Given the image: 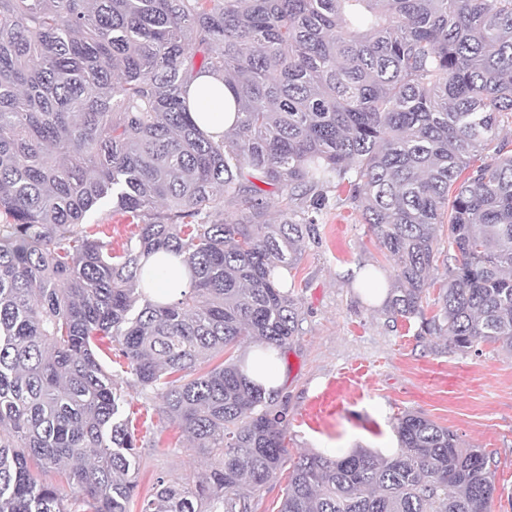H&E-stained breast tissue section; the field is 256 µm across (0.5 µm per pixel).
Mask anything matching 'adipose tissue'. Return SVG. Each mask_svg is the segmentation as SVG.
<instances>
[{
	"label": "adipose tissue",
	"instance_id": "ef3b65f1",
	"mask_svg": "<svg viewBox=\"0 0 512 512\" xmlns=\"http://www.w3.org/2000/svg\"><path fill=\"white\" fill-rule=\"evenodd\" d=\"M190 102L199 127L214 140H221L234 122L232 94L223 82L208 76L197 79L190 89ZM243 366L248 378L264 390H279L284 383L274 348H249L243 356Z\"/></svg>",
	"mask_w": 512,
	"mask_h": 512
}]
</instances>
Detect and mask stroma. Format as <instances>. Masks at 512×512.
I'll return each mask as SVG.
<instances>
[{"mask_svg":"<svg viewBox=\"0 0 512 512\" xmlns=\"http://www.w3.org/2000/svg\"><path fill=\"white\" fill-rule=\"evenodd\" d=\"M361 266L382 283L394 278L393 259L359 210L331 200L317 235L306 239L285 274L302 319L301 335L282 357L285 384L278 395L287 413L288 460L305 452L343 455L358 446L393 453L398 417L419 413L457 434L464 447L490 454L497 487L492 512H512V354L494 344L477 354L452 352L447 337L389 323L383 306L348 281L349 270ZM335 379L342 382L335 405L314 408L313 399ZM115 384L138 435L151 440L137 460L140 494L150 493L158 475L180 480L206 472L209 457L169 425L158 400L142 397L128 376Z\"/></svg>","mask_w":512,"mask_h":512,"instance_id":"1","label":"stroma"}]
</instances>
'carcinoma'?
Returning <instances> with one entry per match:
<instances>
[{"label":"carcinoma","instance_id":"obj_1","mask_svg":"<svg viewBox=\"0 0 512 512\" xmlns=\"http://www.w3.org/2000/svg\"><path fill=\"white\" fill-rule=\"evenodd\" d=\"M206 75L235 97L219 141L191 117ZM509 117L512 0H0V512H255L285 413L241 360L206 364L300 335L277 272L327 188L395 261L390 321L512 353ZM270 189L297 202L278 224ZM236 201L251 220L224 217ZM109 203L138 224L119 252L88 222ZM161 251L190 274L173 301L144 270ZM104 348L213 458L203 477L138 497L141 439ZM396 433L389 456L299 455L279 512H491L483 449L413 412Z\"/></svg>","mask_w":512,"mask_h":512}]
</instances>
